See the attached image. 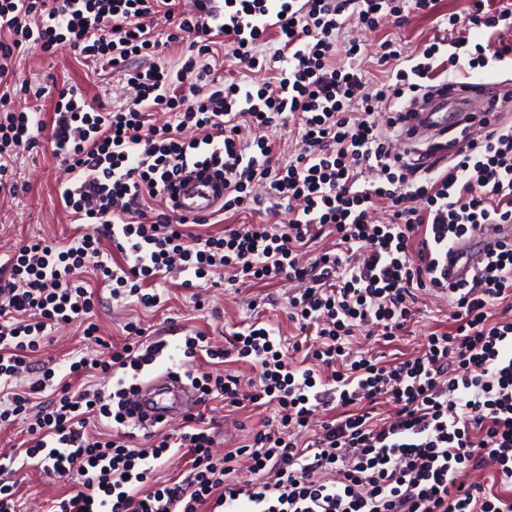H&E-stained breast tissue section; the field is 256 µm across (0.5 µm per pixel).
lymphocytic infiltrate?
<instances>
[{
    "label": "lymphocytic infiltrate",
    "mask_w": 512,
    "mask_h": 512,
    "mask_svg": "<svg viewBox=\"0 0 512 512\" xmlns=\"http://www.w3.org/2000/svg\"><path fill=\"white\" fill-rule=\"evenodd\" d=\"M468 2L464 14L437 21L421 56L387 39L368 59L353 40L340 63L345 31L431 13L436 0H224L215 29L199 26L195 11L175 12L172 0H0V28L12 34L0 41V195L20 190L16 157L49 143L68 173L61 203L86 226L67 245L32 238L0 260V425L29 422L24 450L0 463V512H17L14 465L29 461L71 483L56 512H512V319L495 315L512 301V241L465 282L437 273L449 244L512 223V123L480 119V135L463 129L464 148L439 162L434 145L417 156L395 150L396 120L382 127L374 117L447 68L466 77L512 60L502 39L512 0L492 10ZM160 15L174 25L162 42L153 33ZM474 29L485 41L471 42ZM32 42L122 73L134 97L105 110L65 88L49 122L15 107L30 88L8 77ZM267 43L274 49L265 54ZM177 45L175 67L131 65ZM220 50L239 70L267 71L266 81H224L208 62ZM371 63L381 79L368 78ZM158 109L168 121L148 123ZM289 124L304 147L283 160L268 130ZM197 165L223 173L224 211L259 222L213 232L177 215L165 187ZM283 207L288 222L273 223ZM326 234L333 250L300 263ZM175 266L185 288L215 267L234 282L292 284L288 317L300 333L292 345L253 319L228 347L197 331L181 347L187 358L259 367L248 380L189 378L199 402L273 408L240 450L251 460L248 480L234 475L240 452L213 457L215 437L199 413L185 416L178 437L133 444L140 376L168 344L133 321L122 345L105 340L81 275L98 274L116 303L151 309L164 305ZM421 290L447 296L451 331L431 333L418 355L390 364L354 351L360 332L396 340ZM74 322L95 348L60 374L41 348ZM101 372L111 387L70 384ZM382 402L391 416H377ZM315 423L312 439L299 440ZM173 448L190 454L185 477L152 483ZM482 470L484 481H465Z\"/></svg>",
    "instance_id": "1"
}]
</instances>
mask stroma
<instances>
[{
	"label": "stroma",
	"mask_w": 512,
	"mask_h": 512,
	"mask_svg": "<svg viewBox=\"0 0 512 512\" xmlns=\"http://www.w3.org/2000/svg\"><path fill=\"white\" fill-rule=\"evenodd\" d=\"M435 22L433 17L417 13L409 14L403 24L386 21L377 30H356L355 36L367 52H374L378 44L386 39L396 40L406 54H418L432 36ZM13 82L28 84L31 88L43 89L40 99H26L27 107L40 110L45 118H52L56 101V87L63 83L78 86L89 103H115L114 92L123 81L117 73H94L78 62L74 55L61 51L46 55L39 48H31L20 55L15 63ZM16 178L25 187L16 198L0 200V255L11 251L21 239L40 236L65 241L77 231L70 216L60 204L59 190L67 174L59 160L49 148L41 147L24 154L17 161ZM212 278L214 287L203 289L202 294L208 305L198 311L190 290L170 286V298L166 305L155 312L138 314L145 325L151 327L157 336L168 343L172 362L181 369L194 374L208 372L209 364L201 358L183 357L179 347L185 329H196L212 334L214 339L238 330L250 317L249 301L255 295H272L275 305L267 306L263 312L266 320L279 328L282 336L294 334L295 329L288 319L287 284H257L237 288L225 284L223 270H216ZM419 312L399 340H360L363 351L385 357L386 361L416 355L428 334L447 330L448 300L433 293H420ZM203 411L215 425V442L212 451L221 456L242 445L249 430L257 427L264 417L263 410L244 409L231 413L223 405L212 402ZM18 480L19 512H50L57 499L69 493V483L37 469L25 468L15 474Z\"/></svg>",
	"instance_id": "1"
}]
</instances>
